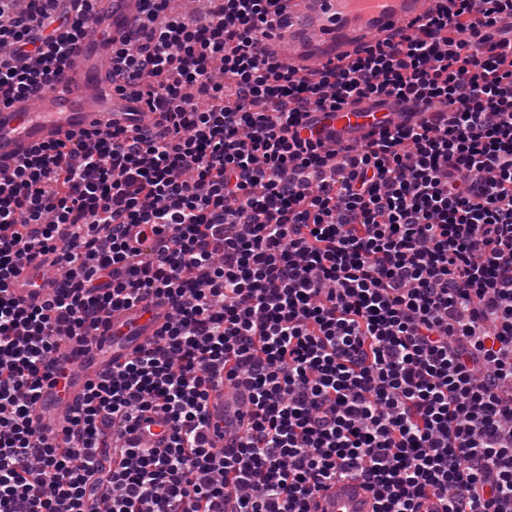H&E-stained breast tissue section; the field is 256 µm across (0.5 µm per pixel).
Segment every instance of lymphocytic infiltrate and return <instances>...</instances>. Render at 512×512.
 <instances>
[{
    "instance_id": "lymphocytic-infiltrate-1",
    "label": "lymphocytic infiltrate",
    "mask_w": 512,
    "mask_h": 512,
    "mask_svg": "<svg viewBox=\"0 0 512 512\" xmlns=\"http://www.w3.org/2000/svg\"><path fill=\"white\" fill-rule=\"evenodd\" d=\"M143 2L112 80L147 123L0 175V512H310L341 475L376 512H512V0H454L308 75L266 49L283 0H212L204 21ZM90 31L74 0H0V93L50 87ZM384 95L438 117L344 155L299 135ZM39 254L58 284L28 305L11 282ZM150 293L168 321L49 433L62 344ZM219 372L252 391L224 451ZM155 410L166 447H110Z\"/></svg>"
}]
</instances>
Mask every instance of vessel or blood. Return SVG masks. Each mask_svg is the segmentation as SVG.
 <instances>
[{
	"label": "vessel or blood",
	"instance_id": "obj_1",
	"mask_svg": "<svg viewBox=\"0 0 512 512\" xmlns=\"http://www.w3.org/2000/svg\"><path fill=\"white\" fill-rule=\"evenodd\" d=\"M442 0H289L288 23L280 32L288 44V62L304 74L330 63L356 60L371 43L408 34ZM92 32L53 86L23 97L0 98V172L10 171L40 142L67 140L81 129L107 130L140 124L141 113L112 87L109 64L113 43L122 41L141 13V0H92ZM424 107H411L383 96L345 102L333 112H313L306 122L315 138L339 147L364 143L383 128L430 119ZM13 293L29 304L55 292L51 259L24 264L12 283ZM170 306L150 299L113 311L111 329L99 330L96 341L71 340L56 354L54 371L65 374L63 385L46 384L38 412L52 430L67 425L85 384L104 369L125 363L137 348L153 340L166 323ZM250 390L240 381L216 379L205 414L217 434L219 448L237 447L248 426ZM169 425L161 412L112 435L113 446L165 447ZM376 500L363 481L354 477L331 480L310 502L311 512H375Z\"/></svg>",
	"mask_w": 512,
	"mask_h": 512
}]
</instances>
